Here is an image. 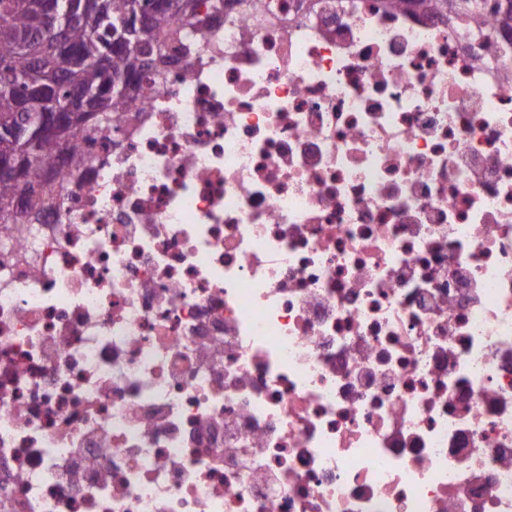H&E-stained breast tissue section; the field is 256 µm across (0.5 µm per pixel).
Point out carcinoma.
<instances>
[{
	"instance_id": "obj_1",
	"label": "carcinoma",
	"mask_w": 512,
	"mask_h": 512,
	"mask_svg": "<svg viewBox=\"0 0 512 512\" xmlns=\"http://www.w3.org/2000/svg\"><path fill=\"white\" fill-rule=\"evenodd\" d=\"M8 1L0 28V125L40 130L30 154L0 170V223L14 224L20 185L46 182L45 164L62 158L77 133L112 129L145 74L165 78L157 58L204 26L197 0H75L85 6L65 25L55 0Z\"/></svg>"
}]
</instances>
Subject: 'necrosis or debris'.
<instances>
[{
  "label": "necrosis or debris",
  "instance_id": "4bbe7bcc",
  "mask_svg": "<svg viewBox=\"0 0 512 512\" xmlns=\"http://www.w3.org/2000/svg\"><path fill=\"white\" fill-rule=\"evenodd\" d=\"M224 0L0 223V512H512V23Z\"/></svg>",
  "mask_w": 512,
  "mask_h": 512
}]
</instances>
